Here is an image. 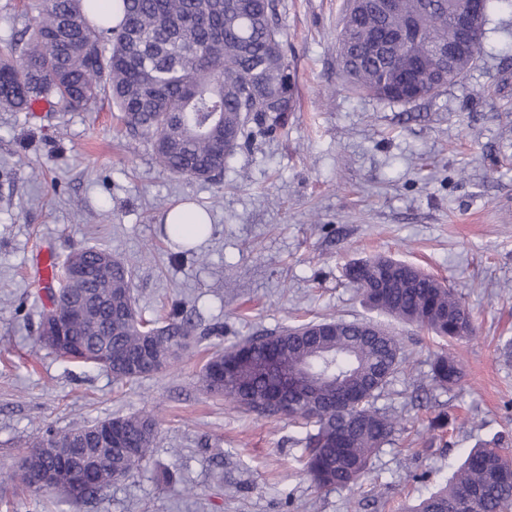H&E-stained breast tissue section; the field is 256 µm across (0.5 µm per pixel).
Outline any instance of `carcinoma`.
Here are the masks:
<instances>
[{"mask_svg":"<svg viewBox=\"0 0 512 512\" xmlns=\"http://www.w3.org/2000/svg\"><path fill=\"white\" fill-rule=\"evenodd\" d=\"M37 15L0 55V109L28 112L44 99L58 112L87 110L106 95L120 112L131 140L152 147L170 173L217 180L255 123L268 136L288 124L295 80L285 31L274 0H121L122 18L95 0H34ZM453 0H398L380 14L373 0H351L338 37L339 66L352 88L388 104L406 105L396 69L421 59V90L432 97L451 83L448 72L466 74L483 50L477 43L453 64L432 56L439 42L455 39ZM98 13L99 22L88 19ZM415 18L419 43L393 50L369 44ZM79 263L83 276L61 280L41 320L78 312L69 336L80 349L36 342L64 361L90 364L121 382H135L172 365L192 334L187 318L165 321L137 311L130 274L112 253L84 248L66 266ZM346 277L373 309L427 330L448 342L468 338L475 327L461 297L419 267L374 255L346 267ZM269 353L292 375L294 408L288 417L312 428L304 438L303 471L320 489L354 487L369 471L372 455L391 443L397 422L375 406L406 363L398 338L369 322L323 319L247 338L211 355L202 368L203 390L259 418L284 412L271 406L274 381L263 363ZM441 387L462 375L459 360L441 353L431 365ZM129 454L98 451L100 465L82 471V493L97 499L129 477L151 455L159 425L151 411L112 418ZM101 422L67 431L48 430L34 444L27 469L4 470L0 480L41 493L35 477L45 465L37 449L61 440L76 460L88 448L73 447L79 434ZM409 512H512V453L494 443L472 448L448 486Z\"/></svg>","mask_w":512,"mask_h":512,"instance_id":"carcinoma-1","label":"carcinoma"}]
</instances>
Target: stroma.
Listing matches in <instances>:
<instances>
[{
    "label": "stroma",
    "instance_id": "stroma-1",
    "mask_svg": "<svg viewBox=\"0 0 512 512\" xmlns=\"http://www.w3.org/2000/svg\"><path fill=\"white\" fill-rule=\"evenodd\" d=\"M347 0H277L298 109L253 132L218 181L178 177L128 145L115 108L0 110V467L46 430L153 410L152 456L104 500L75 504L0 484V512H403L451 479L470 448H512V9L487 15L483 51L438 95L387 104L352 93L337 60ZM204 209L207 237L175 255L167 212ZM97 247L129 268L144 317L181 306L196 329L172 367L134 383L34 345L44 302L33 257ZM381 254L463 298L474 336L447 343L371 309L346 265ZM383 326L409 356L377 400L400 416L362 487L319 489L300 470L307 430L208 396L214 352L323 318ZM461 362L451 388L436 354ZM431 375L432 380L440 387H450L461 378V364L453 355L441 353L434 358Z\"/></svg>",
    "mask_w": 512,
    "mask_h": 512
}]
</instances>
